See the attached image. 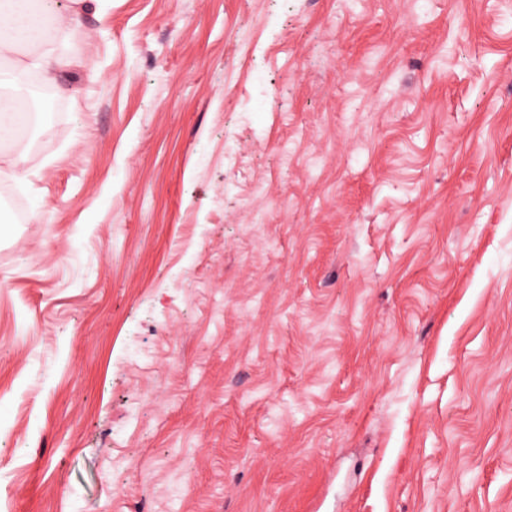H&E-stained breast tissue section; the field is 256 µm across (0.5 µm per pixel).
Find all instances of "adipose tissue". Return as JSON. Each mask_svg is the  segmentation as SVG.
<instances>
[{"label": "adipose tissue", "mask_w": 512, "mask_h": 512, "mask_svg": "<svg viewBox=\"0 0 512 512\" xmlns=\"http://www.w3.org/2000/svg\"><path fill=\"white\" fill-rule=\"evenodd\" d=\"M69 16L52 15L46 0H0V46L25 51L22 59L0 64V87L19 85L37 76L46 85L58 83L60 70L67 65L64 52ZM56 42H49V31Z\"/></svg>", "instance_id": "1"}]
</instances>
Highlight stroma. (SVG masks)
Instances as JSON below:
<instances>
[{"mask_svg":"<svg viewBox=\"0 0 512 512\" xmlns=\"http://www.w3.org/2000/svg\"><path fill=\"white\" fill-rule=\"evenodd\" d=\"M67 51L4 149L0 512H512V0H104Z\"/></svg>","mask_w":512,"mask_h":512,"instance_id":"obj_1","label":"stroma"}]
</instances>
